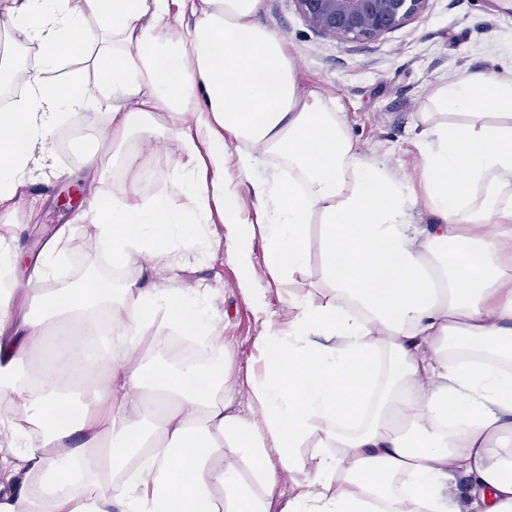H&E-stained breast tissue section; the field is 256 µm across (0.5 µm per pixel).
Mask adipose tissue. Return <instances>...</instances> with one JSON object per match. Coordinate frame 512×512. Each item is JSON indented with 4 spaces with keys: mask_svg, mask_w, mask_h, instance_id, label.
I'll return each instance as SVG.
<instances>
[{
    "mask_svg": "<svg viewBox=\"0 0 512 512\" xmlns=\"http://www.w3.org/2000/svg\"><path fill=\"white\" fill-rule=\"evenodd\" d=\"M85 2L84 16L70 0H10L0 13V90L21 49L40 53L26 93L0 113V204L47 166L65 116L102 112L101 143L125 191L77 215L98 251L128 270L148 256L174 271L188 254L219 251L246 267L247 240L210 231L213 201L225 223L239 221L241 195L225 178L232 139L240 171L280 164L250 183L269 202L271 276L303 266L319 225L327 300L296 303L287 331L259 337L258 428L228 413L222 367L151 376L137 362L158 322L221 353L207 293L131 281L116 295L85 278L33 296L19 318L15 289L0 286V406L19 447L0 451V512H268L280 470L304 476L284 512H455L446 489L457 471L479 512H512V74L434 88L420 138L436 221L420 229L405 187L361 157L335 102L298 85L283 38L252 23L262 0ZM179 3L194 18L184 35ZM80 44L95 50L97 80L50 81ZM161 115L185 189L178 207L142 200ZM102 309L120 339L106 366L74 346ZM34 360L35 388L21 370ZM88 385L90 411L74 401ZM310 442L320 452L307 461L299 450ZM227 444L249 458L262 493L225 464Z\"/></svg>",
    "mask_w": 512,
    "mask_h": 512,
    "instance_id": "adipose-tissue-1",
    "label": "adipose tissue"
}]
</instances>
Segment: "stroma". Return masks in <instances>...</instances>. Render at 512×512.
<instances>
[{"instance_id": "35a3bbf8", "label": "stroma", "mask_w": 512, "mask_h": 512, "mask_svg": "<svg viewBox=\"0 0 512 512\" xmlns=\"http://www.w3.org/2000/svg\"><path fill=\"white\" fill-rule=\"evenodd\" d=\"M253 21L283 37L295 78L303 89L336 101L365 160L386 165L407 191L416 195L411 222L430 223L422 201L423 177L414 127L420 113L430 111L429 95L436 84L472 71L512 70V16L501 10L500 0H428L420 17L360 42L315 34L295 0H262ZM106 120V115H99L92 125L84 114L71 113L49 139L54 146L52 167L23 190L24 199L36 208V218L20 214L16 225L0 223V236L11 238L16 249L33 255L58 227H72L65 264L55 266L52 279L25 280L30 293L43 292L54 280H81L89 272L105 281L110 278L97 258L91 229L74 223L75 209L62 206L59 196L79 185L108 200L120 193L123 185L110 175L95 182L92 171L57 146L60 136L76 128L86 145H93L99 124ZM155 139L156 152L146 159L155 178L146 192L164 195L171 205H180L184 196L173 175L168 130L157 126ZM237 183L244 200L241 219L251 230V258L264 312H257L244 299L238 288L243 269L221 252L213 257L191 256L182 269L160 275L135 268L129 277L145 288H200L211 293L223 324L224 352L219 362L231 389L230 410L255 422L259 415L251 398L252 386L262 370L257 337L286 325L293 301L316 305L324 302L325 295L319 286L318 251H311L308 263L290 278L275 281L267 275L266 230L256 222L258 203L247 177L238 178Z\"/></svg>"}]
</instances>
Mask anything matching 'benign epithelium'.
<instances>
[{"mask_svg": "<svg viewBox=\"0 0 512 512\" xmlns=\"http://www.w3.org/2000/svg\"><path fill=\"white\" fill-rule=\"evenodd\" d=\"M307 26L340 40H368L420 16L428 0H295Z\"/></svg>", "mask_w": 512, "mask_h": 512, "instance_id": "1", "label": "benign epithelium"}]
</instances>
